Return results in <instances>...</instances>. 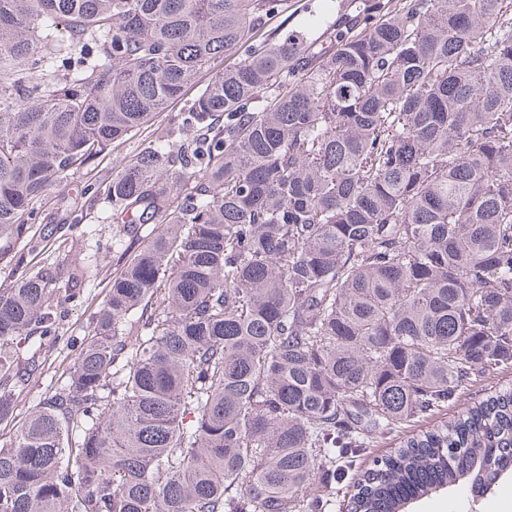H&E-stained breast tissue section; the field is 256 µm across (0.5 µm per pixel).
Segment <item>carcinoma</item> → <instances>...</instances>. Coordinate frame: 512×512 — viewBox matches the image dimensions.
<instances>
[{
  "mask_svg": "<svg viewBox=\"0 0 512 512\" xmlns=\"http://www.w3.org/2000/svg\"><path fill=\"white\" fill-rule=\"evenodd\" d=\"M282 2L0 0V241ZM91 191L128 245L64 384L0 442V512H330L313 485L366 437L512 366V0H365L316 62L270 34ZM59 282L0 289V422L82 271ZM510 466L512 386L407 437L352 509Z\"/></svg>",
  "mask_w": 512,
  "mask_h": 512,
  "instance_id": "carcinoma-1",
  "label": "carcinoma"
}]
</instances>
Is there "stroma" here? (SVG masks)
<instances>
[{"instance_id": "stroma-1", "label": "stroma", "mask_w": 512, "mask_h": 512, "mask_svg": "<svg viewBox=\"0 0 512 512\" xmlns=\"http://www.w3.org/2000/svg\"><path fill=\"white\" fill-rule=\"evenodd\" d=\"M358 2L346 0L341 8L336 0H286L282 12L269 19L264 30L282 39H298L314 51L329 53L334 49L330 34L336 28L339 13L354 12ZM209 79V74H200L153 124L126 141L114 143L94 167L72 174L64 186L52 189L43 200L35 202L37 216L30 229L10 244L8 257L0 260V288L10 287L22 274L45 269L67 273L78 268L84 273L80 299L62 303V337L42 340L37 352L42 362L38 373L14 386L15 418H24L63 383L64 373L75 356L71 343L86 338L95 312L106 299L107 284L117 266L124 233L120 225L112 223V208L106 200L84 208L87 187L107 183L131 156L161 140L171 116L184 111ZM509 385H512V368L487 372L481 383L464 391L460 402L421 417L392 434L371 439L358 468L337 485L332 512H349L353 484L359 473L372 467L376 460L393 454L408 436L457 417L467 403L484 399ZM408 512H512V474L500 479L484 495L472 496L466 487L447 488L414 502Z\"/></svg>"}]
</instances>
